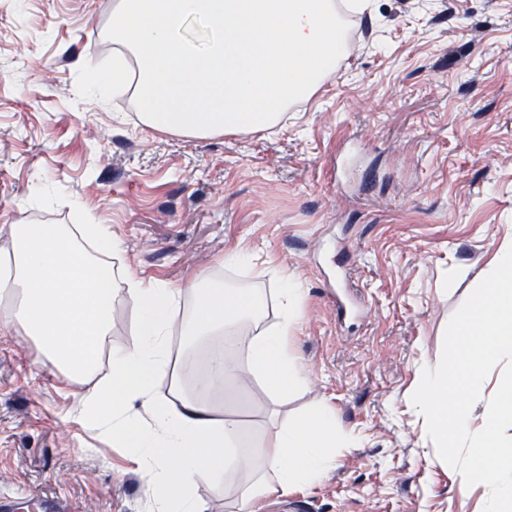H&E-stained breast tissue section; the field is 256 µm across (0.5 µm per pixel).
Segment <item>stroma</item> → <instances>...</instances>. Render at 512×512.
Returning <instances> with one entry per match:
<instances>
[{
  "label": "stroma",
  "mask_w": 512,
  "mask_h": 512,
  "mask_svg": "<svg viewBox=\"0 0 512 512\" xmlns=\"http://www.w3.org/2000/svg\"><path fill=\"white\" fill-rule=\"evenodd\" d=\"M335 72L272 132L186 138L138 123L128 98L82 99L79 67L112 54V0H0V251L12 224H104L112 276L306 297L289 347L308 387L261 384L205 401L270 441L327 403L348 440L311 488L252 512H481L438 455L411 397L446 325L512 233V0H367ZM251 253L228 265L226 252ZM364 308L340 318L327 273ZM24 330L0 334V504L35 512H154L150 474L75 423L85 387L43 366ZM252 475L199 481L203 512H236Z\"/></svg>",
  "instance_id": "35a3bbf8"
}]
</instances>
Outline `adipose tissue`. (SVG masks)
I'll use <instances>...</instances> for the list:
<instances>
[{
  "label": "adipose tissue",
  "mask_w": 512,
  "mask_h": 512,
  "mask_svg": "<svg viewBox=\"0 0 512 512\" xmlns=\"http://www.w3.org/2000/svg\"><path fill=\"white\" fill-rule=\"evenodd\" d=\"M12 246L0 257L11 273L0 276V298L16 300L13 313L0 315V334L24 328L41 347L43 365L87 386L76 421L106 435L114 445L133 448L153 475L157 512H203L195 485L230 466L252 471L243 503L316 484L335 466L342 438L327 406L321 405L282 425L271 444H248L237 419L218 416L198 397L171 406L155 393L157 377L179 388L182 365L169 344L170 311L183 295L194 304L182 334L185 348L210 344V378L215 382L263 378L277 397L305 388L288 338L303 299L298 282L286 278L278 290L279 321L264 326L259 310L264 293L224 291L199 282L170 287L127 276L117 288L105 264L93 261L68 224H14ZM139 312L140 336L128 350L113 351L111 372L99 377L95 355L112 333L119 296ZM150 412L152 426L133 420V403Z\"/></svg>",
  "instance_id": "adipose-tissue-1"
}]
</instances>
